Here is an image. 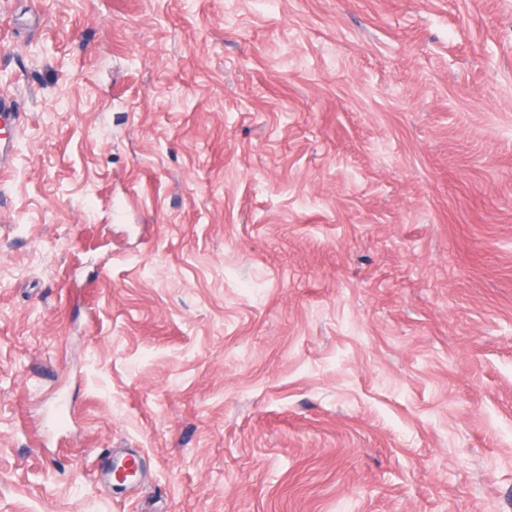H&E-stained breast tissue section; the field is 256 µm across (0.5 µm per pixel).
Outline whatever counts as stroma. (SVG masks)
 I'll return each mask as SVG.
<instances>
[{
    "label": "stroma",
    "instance_id": "1",
    "mask_svg": "<svg viewBox=\"0 0 512 512\" xmlns=\"http://www.w3.org/2000/svg\"><path fill=\"white\" fill-rule=\"evenodd\" d=\"M1 93L0 512H512V0H0Z\"/></svg>",
    "mask_w": 512,
    "mask_h": 512
}]
</instances>
